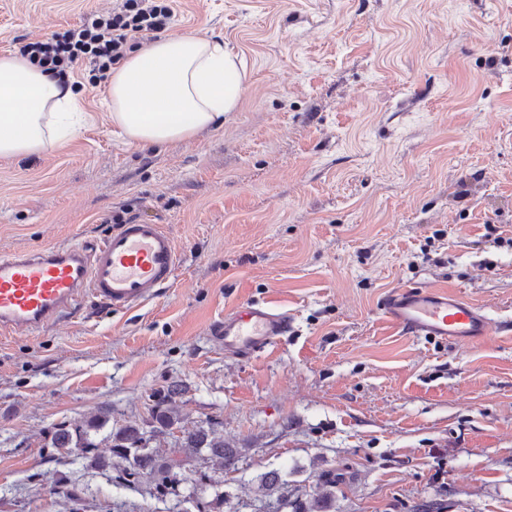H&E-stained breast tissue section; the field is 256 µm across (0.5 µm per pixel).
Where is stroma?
<instances>
[{
    "mask_svg": "<svg viewBox=\"0 0 512 512\" xmlns=\"http://www.w3.org/2000/svg\"><path fill=\"white\" fill-rule=\"evenodd\" d=\"M116 0H0V54ZM168 36L223 42L246 90L222 128L129 143L106 85L75 76L91 119L46 153L0 158V254L91 244L113 215L164 225L181 257L149 302L87 303L0 335V512H171L50 456V432L103 408L146 425L170 381L184 428L217 423L235 470L222 512H262L257 477L323 512H512V0H176ZM495 56L494 69L485 60ZM493 222L494 238L485 224ZM444 288L492 321L465 345L406 334L383 299ZM246 301L294 320L256 358L212 336ZM72 498L50 494L51 480Z\"/></svg>",
    "mask_w": 512,
    "mask_h": 512,
    "instance_id": "35a3bbf8",
    "label": "stroma"
}]
</instances>
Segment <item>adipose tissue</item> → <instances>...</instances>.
Masks as SVG:
<instances>
[{
	"label": "adipose tissue",
	"mask_w": 512,
	"mask_h": 512,
	"mask_svg": "<svg viewBox=\"0 0 512 512\" xmlns=\"http://www.w3.org/2000/svg\"><path fill=\"white\" fill-rule=\"evenodd\" d=\"M108 91L112 124L125 139L163 147L223 127L240 105L245 75L222 43L186 34L130 52ZM87 119L72 90L20 55H0V157L48 151Z\"/></svg>",
	"instance_id": "ef3b65f1"
}]
</instances>
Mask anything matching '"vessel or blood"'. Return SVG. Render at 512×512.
<instances>
[{"label":"vessel or blood","mask_w":512,"mask_h":512,"mask_svg":"<svg viewBox=\"0 0 512 512\" xmlns=\"http://www.w3.org/2000/svg\"><path fill=\"white\" fill-rule=\"evenodd\" d=\"M179 258L160 224L132 221L93 247L58 244L0 256V333L34 335L94 299L111 310L156 298L176 276ZM385 317L413 336L469 344L487 336L491 320L461 295L406 285L382 304ZM287 314L246 302L225 314L215 340L227 356L248 359L288 333Z\"/></svg>","instance_id":"1"}]
</instances>
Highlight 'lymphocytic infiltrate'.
<instances>
[{
    "label": "lymphocytic infiltrate",
    "instance_id": "f902f5d3",
    "mask_svg": "<svg viewBox=\"0 0 512 512\" xmlns=\"http://www.w3.org/2000/svg\"><path fill=\"white\" fill-rule=\"evenodd\" d=\"M173 15L170 0H120L112 11L86 17L50 38L19 40V53L61 85H69L76 65L85 60L102 81L125 59L135 39L165 32Z\"/></svg>",
    "mask_w": 512,
    "mask_h": 512
}]
</instances>
